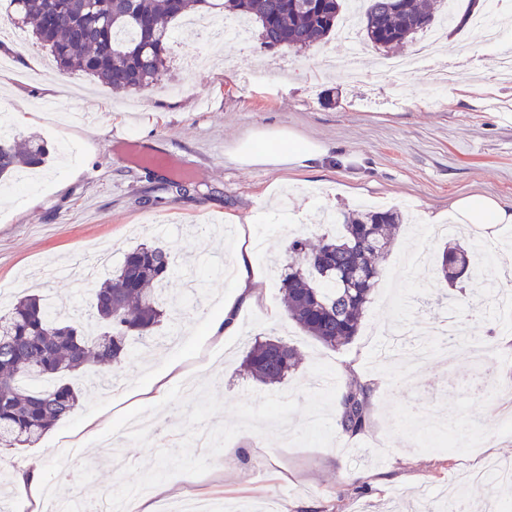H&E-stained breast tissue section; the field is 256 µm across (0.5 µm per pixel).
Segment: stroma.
Returning a JSON list of instances; mask_svg holds the SVG:
<instances>
[{"instance_id": "1", "label": "stroma", "mask_w": 512, "mask_h": 512, "mask_svg": "<svg viewBox=\"0 0 512 512\" xmlns=\"http://www.w3.org/2000/svg\"><path fill=\"white\" fill-rule=\"evenodd\" d=\"M176 38L180 52L169 60L168 79L157 84L115 93L80 76L78 118L66 126L46 112L61 83L48 76L51 57L34 37L23 39L22 54L9 56V70L0 71V91L15 99L14 136L41 137L51 157L43 173L10 181L0 192V310L10 309L16 283L34 273L41 295L64 308H88L76 283L50 282L49 266L78 265L88 249L98 248L109 251L116 267L128 250L155 239L178 252L172 292L182 295L189 280L198 286L177 322L164 325L161 344L139 349L113 371L117 386L101 385L91 372L74 378L80 399L72 417L36 447L0 452V504L31 512L15 493L11 471L29 459L55 494L95 500L110 490L114 479L106 468L72 472L67 458L55 452L60 435L89 422L94 433L79 448L85 461L109 448H127L137 464L148 465L155 450L176 449L183 438L177 405L146 416L150 446H131L122 433L105 434L113 405L131 390L149 387L171 365L196 384L210 385L227 407L266 393L240 369L253 335L266 333L294 344L302 357L279 392L316 389L311 369L318 361L333 367L337 385L352 369L371 384L364 431H335L326 447L241 432L207 473L167 480L164 500L193 494L223 503V512H266L274 500L279 512H438L445 495L461 494L473 501L474 512H484L489 502L497 512H512V483L482 488L459 479L484 459L512 460V400L496 395L497 389H512V322L489 330L483 316L489 296L460 303L467 335L485 337L500 359L496 389L485 396L468 399L457 389L474 362L464 349L452 362L422 366L409 384L399 369L422 343L423 321L444 312L435 301L444 284L433 258L448 236H431L424 214L447 211L450 199L475 192L512 208V122L506 120L512 81L493 72L497 54L512 50V29L494 46L470 25L449 31L443 63H454L462 51L474 60L459 79L478 89L463 94L429 79L406 86L393 76L378 80L383 53L372 47L357 60L361 83L348 85L321 61L326 52L350 55V47L333 38L300 53L264 51L253 38L238 46L233 74L218 61L189 73L183 58L204 54V43L182 29ZM174 82L184 83L185 91L171 92ZM266 127L321 140L329 152L293 169L230 158L239 140ZM129 140L142 153H167L194 169L189 193L172 192L169 171L132 164L124 148ZM364 205L395 208L408 222L381 262L382 276L357 335L334 350L289 320L278 278L266 265L285 256L289 236L314 240L335 232V224L321 222L322 213L338 217ZM242 224L260 240L256 264L267 270L266 286L259 304L241 315L240 333L220 339L212 336L210 321L234 288L216 261L231 259ZM451 235L491 249L480 267L482 279L496 282L512 272V231L489 238L457 224Z\"/></svg>"}]
</instances>
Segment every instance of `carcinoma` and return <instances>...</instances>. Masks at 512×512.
I'll return each instance as SVG.
<instances>
[{"mask_svg": "<svg viewBox=\"0 0 512 512\" xmlns=\"http://www.w3.org/2000/svg\"><path fill=\"white\" fill-rule=\"evenodd\" d=\"M350 0H9L12 14L32 24L36 40L57 72L81 71L115 91L150 86L167 71L175 25L190 14L245 15L258 28L263 49H307L336 30ZM361 36L391 49L436 22L446 0H364ZM50 150L40 138L0 136V179L45 165ZM401 215L367 210L352 215L317 243L288 239V263L279 281L288 318L324 346L336 349L357 335L367 303L382 274ZM175 268L173 250L140 244L126 254L91 293V324L65 318L40 295L19 298L0 313V447L29 448L67 420L78 391L66 381L91 364L109 372L130 359L135 343L150 347L169 307L160 285ZM439 279L450 286L476 276L472 248L455 243L439 255ZM299 361L290 343L267 337L246 351L243 370L270 386ZM371 387L349 371L338 399L337 423L345 433L367 422Z\"/></svg>", "mask_w": 512, "mask_h": 512, "instance_id": "obj_1", "label": "carcinoma"}]
</instances>
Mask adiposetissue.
<instances>
[{"label":"adipose tissue","mask_w":512,"mask_h":512,"mask_svg":"<svg viewBox=\"0 0 512 512\" xmlns=\"http://www.w3.org/2000/svg\"><path fill=\"white\" fill-rule=\"evenodd\" d=\"M327 152L324 143L300 138L284 127L259 130L240 141L232 150L239 163L274 166L316 160ZM446 219L456 224L495 228L512 224V209L493 198L474 193L452 200L447 214H429L424 221L439 224ZM234 267L236 293L225 300L224 312L213 325L214 333L225 336L235 332L243 310L258 304L265 285L263 273L254 262L251 229L244 225L238 228Z\"/></svg>","instance_id":"ef3b65f1"}]
</instances>
